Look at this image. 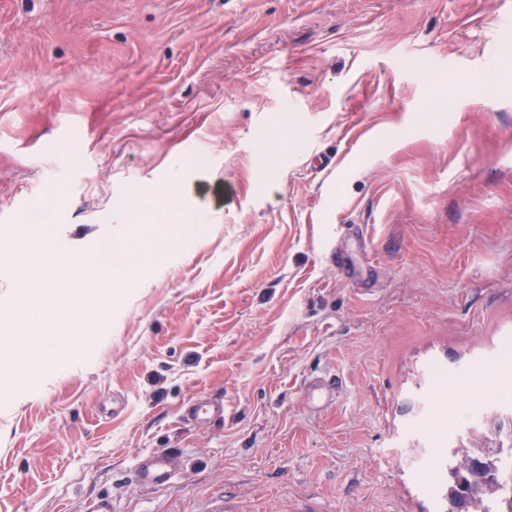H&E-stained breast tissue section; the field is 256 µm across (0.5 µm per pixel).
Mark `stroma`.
I'll return each mask as SVG.
<instances>
[{"label": "stroma", "mask_w": 512, "mask_h": 512, "mask_svg": "<svg viewBox=\"0 0 512 512\" xmlns=\"http://www.w3.org/2000/svg\"><path fill=\"white\" fill-rule=\"evenodd\" d=\"M506 5L0 0V225L128 278L51 371L0 235V512H444L429 430L512 356V90L424 77L480 78ZM176 174L208 230L131 271L117 212L144 192L140 236L174 234ZM156 449L177 477L138 485ZM186 414L194 423L206 425L224 415V406L216 401H195L186 408Z\"/></svg>", "instance_id": "stroma-1"}]
</instances>
